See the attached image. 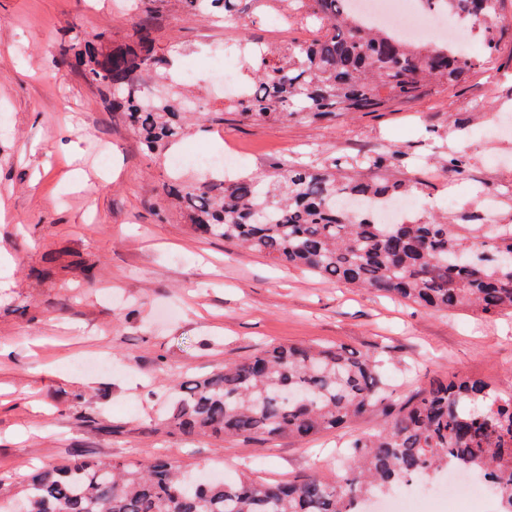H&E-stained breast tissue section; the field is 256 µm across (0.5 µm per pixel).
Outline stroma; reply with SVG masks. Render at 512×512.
<instances>
[{
  "instance_id": "35a3bbf8",
  "label": "stroma",
  "mask_w": 512,
  "mask_h": 512,
  "mask_svg": "<svg viewBox=\"0 0 512 512\" xmlns=\"http://www.w3.org/2000/svg\"><path fill=\"white\" fill-rule=\"evenodd\" d=\"M122 0H0V474L27 482L37 466L76 455L146 459L162 452L191 475L226 479L249 465L270 479L327 464L352 429L303 444L280 440H188L163 423L164 383L201 376L272 344L342 346L384 352L399 393L436 376L484 377L512 393V315L431 313L317 275L276 267L220 238L194 234L160 197L171 170L148 156L123 113L88 86L59 43L82 48L100 33L124 43L133 18ZM281 0H241L228 22L191 15L165 0L148 22L163 47L203 54L229 42L287 45L311 38L303 18L279 26ZM192 95L224 122L191 129L176 154L245 150L232 175L262 177L283 159L310 154L349 170L369 150L409 154L406 178L439 212L478 209L493 191L499 220L512 224V55L485 62L462 85L429 86L420 98L332 123L248 121L227 112L213 77ZM454 150L469 166L443 175L438 156ZM107 358L112 370L77 374L72 362ZM417 360L403 372L401 361Z\"/></svg>"
}]
</instances>
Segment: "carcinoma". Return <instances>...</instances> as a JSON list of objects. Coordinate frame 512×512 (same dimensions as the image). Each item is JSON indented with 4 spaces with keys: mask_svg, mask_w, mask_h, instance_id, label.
Segmentation results:
<instances>
[{
    "mask_svg": "<svg viewBox=\"0 0 512 512\" xmlns=\"http://www.w3.org/2000/svg\"><path fill=\"white\" fill-rule=\"evenodd\" d=\"M191 11L229 19L240 0H182ZM318 25L316 37L288 53L259 50L254 84L233 102L255 120H320L338 112H375L414 99L431 83L452 88L476 62L433 42H409L353 14L349 0H291ZM473 28L491 58L512 39L504 0H421ZM87 84L127 123L149 155L165 159L189 124L224 122V113L182 108L177 59L159 46L146 21L135 38L112 45L105 36L74 54ZM406 154L377 151L356 165L403 167ZM451 174L464 155L443 159ZM416 189L409 179H366L328 162L285 160L262 177L218 183L172 179L167 197L194 232L260 254L322 279L373 290L429 311L512 314V225L482 234L478 211L452 224L442 215L378 224L336 205L338 198L382 201ZM166 425L181 437L306 442L348 428L366 415L378 427L353 435L337 481L317 472L297 480L248 474L200 481L167 456L135 463L64 461L42 469L18 492L16 512H356V505L430 473L465 466L484 477L512 512V393L478 377L435 378L407 395L389 388L377 355L346 348L277 345L176 383Z\"/></svg>",
    "mask_w": 512,
    "mask_h": 512,
    "instance_id": "cac0c4a2",
    "label": "carcinoma"
}]
</instances>
